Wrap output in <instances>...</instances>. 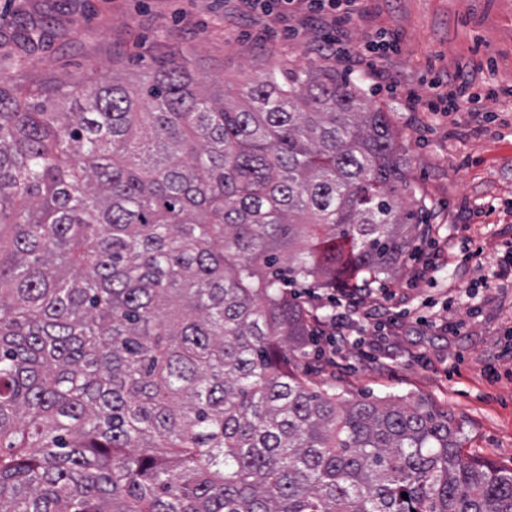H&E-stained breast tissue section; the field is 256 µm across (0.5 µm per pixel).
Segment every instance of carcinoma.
<instances>
[{
    "label": "carcinoma",
    "instance_id": "carcinoma-1",
    "mask_svg": "<svg viewBox=\"0 0 512 512\" xmlns=\"http://www.w3.org/2000/svg\"><path fill=\"white\" fill-rule=\"evenodd\" d=\"M235 94L185 56L0 79V512H512L452 415L283 355L301 290L392 280L428 232L392 113L318 65Z\"/></svg>",
    "mask_w": 512,
    "mask_h": 512
}]
</instances>
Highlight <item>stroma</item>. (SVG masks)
Returning <instances> with one entry per match:
<instances>
[{
    "label": "stroma",
    "mask_w": 512,
    "mask_h": 512,
    "mask_svg": "<svg viewBox=\"0 0 512 512\" xmlns=\"http://www.w3.org/2000/svg\"><path fill=\"white\" fill-rule=\"evenodd\" d=\"M46 29L38 53L18 61L9 36ZM327 24L246 13L241 0H0V79L77 76L90 66L136 80L156 59L189 57L202 84L235 83L275 64L332 67L394 114L411 173L429 204L430 230L400 276L363 296L347 325L359 348L319 339L301 358L312 384L349 399L413 395L465 424L463 452L512 463V282L485 273L512 266V0H359L343 44L361 53L377 31L397 53L355 67L319 57ZM467 74L484 98L480 116L410 112L407 90L433 96L432 79ZM482 249L480 260L472 250ZM427 273L411 278L410 272ZM427 323H417L420 314Z\"/></svg>",
    "instance_id": "obj_1"
}]
</instances>
